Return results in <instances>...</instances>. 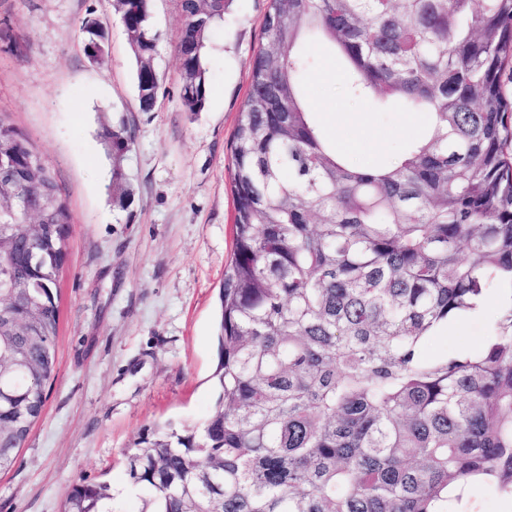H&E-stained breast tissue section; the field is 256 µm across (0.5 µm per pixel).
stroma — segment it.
<instances>
[{
	"mask_svg": "<svg viewBox=\"0 0 512 512\" xmlns=\"http://www.w3.org/2000/svg\"><path fill=\"white\" fill-rule=\"evenodd\" d=\"M268 0H229L210 37L203 111H183L176 43L179 0H152L161 33L154 111H140L129 36L113 0H0V111L35 146L63 187L72 216L68 266L57 284V374L14 467L0 474V512H61L79 479L128 483L125 450L146 427H198L215 406L218 293L232 256L230 144L261 42ZM108 29L91 63L81 23ZM325 45L311 50L308 102L348 158L377 165L420 136L423 112L352 103ZM125 123L122 162L131 205L113 203L104 128ZM479 314L428 353L478 346Z\"/></svg>",
	"mask_w": 512,
	"mask_h": 512,
	"instance_id": "obj_1",
	"label": "stroma"
}]
</instances>
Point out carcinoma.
I'll use <instances>...</instances> for the list:
<instances>
[{
  "instance_id": "1",
  "label": "carcinoma",
  "mask_w": 512,
  "mask_h": 512,
  "mask_svg": "<svg viewBox=\"0 0 512 512\" xmlns=\"http://www.w3.org/2000/svg\"><path fill=\"white\" fill-rule=\"evenodd\" d=\"M185 112L204 110L206 42L226 0H180ZM136 62L139 110L160 33L151 0H114ZM85 53L105 50L82 22ZM344 60L354 102H399L430 124L395 159L336 152L302 83L311 46ZM512 0H269L231 142L233 256L219 288L214 410L202 428L144 429L125 451L142 512H463L481 486L512 506ZM112 179L132 137L103 131ZM40 157L0 112V160ZM43 236L0 245V472L11 469L55 378L71 214L49 167ZM27 217L0 222L23 241ZM500 307L476 350L427 342ZM24 361L21 368L14 360ZM105 482L69 486L63 512H114Z\"/></svg>"
}]
</instances>
